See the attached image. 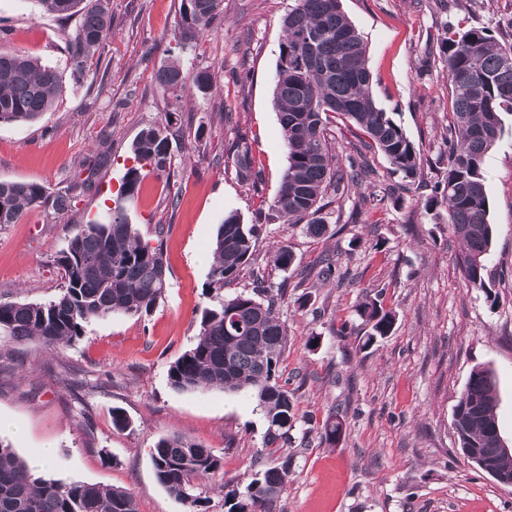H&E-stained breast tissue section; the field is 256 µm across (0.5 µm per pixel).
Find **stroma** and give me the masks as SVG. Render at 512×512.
I'll return each mask as SVG.
<instances>
[{
	"instance_id": "obj_1",
	"label": "stroma",
	"mask_w": 512,
	"mask_h": 512,
	"mask_svg": "<svg viewBox=\"0 0 512 512\" xmlns=\"http://www.w3.org/2000/svg\"><path fill=\"white\" fill-rule=\"evenodd\" d=\"M179 4L110 0L112 29L77 75L66 42L80 14L59 16L37 0H0V52L36 59L61 77L53 106L36 120L0 123V180L37 182L54 195L87 177L86 161L109 159L68 212L41 206L0 228L1 301L58 294L59 252L75 225L111 206L140 131L166 112L182 117L169 169L146 172L127 203L144 239H153L156 225L168 228L163 300L142 318L95 320L56 351L0 341V441L27 460L53 449L45 478L127 489L139 512H185L157 482L151 459L159 438L178 435L219 459L200 489L206 512H227L222 486L251 480L264 415L245 393L174 391L167 370L195 341L209 304L211 244L234 210L247 224L265 217L256 263L271 282L288 286L280 312L288 349L278 371L300 387L283 512H512V488L464 457L453 426L471 371L484 366L495 379L500 433L512 440V115L483 165L493 228L486 290L467 285L458 264L463 245L445 209L425 207L448 166L443 28L480 27L512 44V0H341L368 44L373 96L414 143L423 177L382 205H360L361 194H383L396 182L386 158L369 152L371 178L325 209L329 232L321 238L270 209L287 167L272 89L294 0H224L213 31L190 39ZM173 61L188 72L209 68L210 88L162 93L156 72ZM242 138L263 171L258 195L233 162ZM281 242L294 254L285 271L272 261ZM326 255L337 276L302 281ZM364 297L397 317L392 333L366 349L356 313ZM116 408L128 427L113 426ZM333 408L344 425L331 446L321 427Z\"/></svg>"
}]
</instances>
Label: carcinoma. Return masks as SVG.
Listing matches in <instances>:
<instances>
[{"mask_svg":"<svg viewBox=\"0 0 512 512\" xmlns=\"http://www.w3.org/2000/svg\"><path fill=\"white\" fill-rule=\"evenodd\" d=\"M52 13L79 12L83 0H38ZM223 0H180L184 30L208 32L222 10ZM112 28V15L99 6L82 12L81 24L67 44L76 72L83 71L88 54L102 47ZM280 51L288 63L277 60L273 100L282 137L288 149L284 171L270 208L290 224L305 223V232L320 238L327 232L321 212L328 190L344 194L361 185L369 170L363 163L340 162L328 146L329 115L346 118L364 137L367 149L381 152L400 188L408 189L421 174L414 144L372 94L367 44L341 8V0H295L283 20ZM452 100L453 121L448 128V168L440 192L426 208L445 207L448 223L465 244L460 267L469 286L487 288V255L492 242L489 199L483 175L486 154L504 133L503 114L512 115V45L497 43L487 31L450 27L442 42ZM204 67L187 74L175 62L156 73L157 87L167 92L209 88ZM59 88L56 70L17 54L0 52V122H31L54 103ZM178 114L141 130L132 144L137 165L127 169L114 206L102 221L75 225L57 263L64 271L59 293L45 302L0 301V337L17 342L36 341L57 350L71 345L89 323L110 314L147 316L168 287L165 226L155 227L154 241L144 240L130 223L125 199L139 192L143 170L164 171L170 165L171 132ZM238 175L261 183L251 147L234 146ZM92 187L87 178L54 197L37 183L0 181V227L16 223L30 208L49 206L59 212L69 207L74 192ZM261 225L244 224L236 212L224 217L212 245L213 263L206 288L210 306L201 313L195 342L173 361L168 382L177 392L221 390L251 393L267 421L265 451L283 448L295 419L296 389L280 379L278 363L288 347V326L280 316L286 303V285L273 286L252 269ZM282 270L294 262L286 244L273 253ZM250 273L251 289L231 295L224 287ZM366 327L363 347L393 331L396 314L372 298L356 305ZM494 377L490 369L471 371L455 410L460 448H477L502 470H512V458L497 454ZM343 419L332 411L323 423L321 438L331 445L340 440ZM155 476L165 490L200 512V481L215 473L218 459L207 448L180 436L163 437L152 453ZM259 470L243 487L224 496L228 512H278L286 489L291 461L288 456ZM0 512H138L134 495L121 488L96 483H62L37 475L8 444L0 442Z\"/></svg>","mask_w":512,"mask_h":512,"instance_id":"carcinoma-1","label":"carcinoma"}]
</instances>
